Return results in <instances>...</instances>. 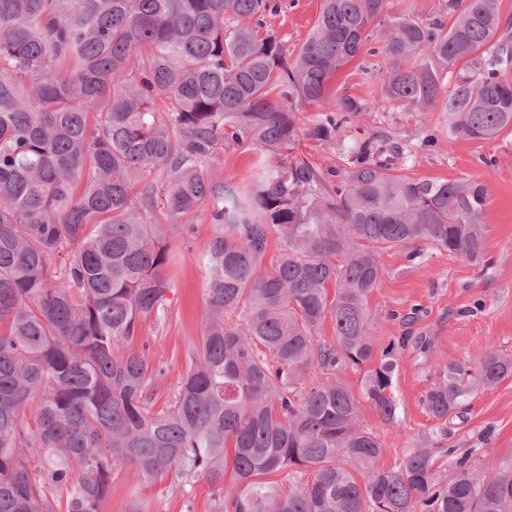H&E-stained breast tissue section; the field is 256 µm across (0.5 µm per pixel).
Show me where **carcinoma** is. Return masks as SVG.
Returning a JSON list of instances; mask_svg holds the SVG:
<instances>
[{
	"mask_svg": "<svg viewBox=\"0 0 512 512\" xmlns=\"http://www.w3.org/2000/svg\"><path fill=\"white\" fill-rule=\"evenodd\" d=\"M386 2L324 0L290 61L259 34L269 0H0V512H100L124 464L187 493L206 480L214 512H512V457L479 470L477 449H444L446 475L419 448L385 468L361 425L365 403L387 424L399 411L401 345L377 352L368 305L381 251L481 263L486 187L392 175L410 154L378 134L349 144L337 185L293 155L382 104L442 112L450 142L512 128L498 0H448V24L389 19ZM374 35L378 94H329ZM313 103L324 113L300 126L296 105ZM227 141L266 157L243 191L204 166ZM155 171L161 187L135 192ZM207 203L219 231L201 257L203 336L155 410L161 371L117 354L171 289L172 244L143 214ZM274 234L282 252L262 272ZM328 317L332 345L318 339ZM347 366L366 368L358 396L336 377ZM509 376L512 355L492 349L440 364L426 411L460 417ZM278 473L307 478L286 489Z\"/></svg>",
	"mask_w": 512,
	"mask_h": 512,
	"instance_id": "obj_1",
	"label": "carcinoma"
}]
</instances>
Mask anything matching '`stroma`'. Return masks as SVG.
<instances>
[{
  "mask_svg": "<svg viewBox=\"0 0 512 512\" xmlns=\"http://www.w3.org/2000/svg\"><path fill=\"white\" fill-rule=\"evenodd\" d=\"M262 17V32L283 41L296 53L311 34L323 0H269ZM336 95L367 99L376 83L354 58L332 79ZM379 133L409 146L410 162L398 174L413 179L470 178L488 190L484 222L489 228L486 262L475 266L427 247L422 257L410 261L403 251L390 249L380 257L382 276L369 304L378 323L373 330L378 347L403 336L411 343L400 354L393 393L400 404L396 423L383 422L369 405L361 407V422L383 440L388 450L380 466L390 468L422 446L428 429L440 426L423 404L435 380L438 364L468 362L486 349L512 355V130L491 141H449L440 112H407L383 108L345 124L342 138H366ZM255 146L230 143L218 148L207 161L217 183L249 182L257 158ZM148 221L162 225L175 253L166 268L173 288L159 319L143 323L130 347L147 354L160 369L150 387L154 408L166 407L187 369V356L201 340L207 311L206 272L199 258L219 230L210 207L176 217L157 211ZM448 433L441 447L458 452L477 449L482 463L512 457V376L494 388L479 392L463 417L442 424ZM212 488L198 481L182 494L170 479L145 485L135 465L116 471L112 490L101 512H130L134 503L151 512H212Z\"/></svg>",
  "mask_w": 512,
  "mask_h": 512,
  "instance_id": "obj_1",
  "label": "stroma"
}]
</instances>
